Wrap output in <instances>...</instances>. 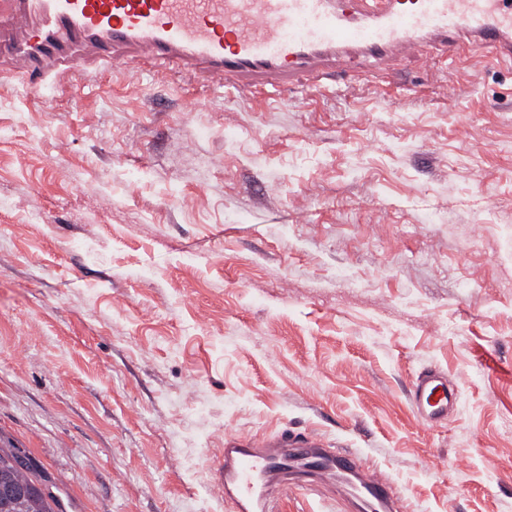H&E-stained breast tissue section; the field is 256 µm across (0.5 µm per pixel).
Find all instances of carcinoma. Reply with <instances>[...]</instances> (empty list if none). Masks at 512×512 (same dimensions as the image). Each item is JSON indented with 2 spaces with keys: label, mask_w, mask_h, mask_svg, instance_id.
I'll list each match as a JSON object with an SVG mask.
<instances>
[{
  "label": "carcinoma",
  "mask_w": 512,
  "mask_h": 512,
  "mask_svg": "<svg viewBox=\"0 0 512 512\" xmlns=\"http://www.w3.org/2000/svg\"><path fill=\"white\" fill-rule=\"evenodd\" d=\"M17 448L0 445V488H23L26 493L12 499L0 495V512H63L56 495L42 483V476L31 463H16Z\"/></svg>",
  "instance_id": "obj_1"
}]
</instances>
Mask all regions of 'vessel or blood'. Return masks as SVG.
I'll list each match as a JSON object with an SVG mask.
<instances>
[{"label":"vessel or blood","instance_id":"obj_1","mask_svg":"<svg viewBox=\"0 0 512 512\" xmlns=\"http://www.w3.org/2000/svg\"><path fill=\"white\" fill-rule=\"evenodd\" d=\"M512 65V0H0V73L33 93L80 100L99 67H168L251 96L321 89L350 72L383 80L393 56ZM455 385L422 371L410 403L428 425L445 419ZM359 456L337 457L316 433L224 437L213 468L233 512H268L286 484L307 494ZM364 497L402 512L392 484L364 472Z\"/></svg>","mask_w":512,"mask_h":512}]
</instances>
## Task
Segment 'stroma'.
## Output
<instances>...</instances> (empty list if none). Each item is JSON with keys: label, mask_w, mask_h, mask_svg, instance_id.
Wrapping results in <instances>:
<instances>
[{"label": "stroma", "mask_w": 512, "mask_h": 512, "mask_svg": "<svg viewBox=\"0 0 512 512\" xmlns=\"http://www.w3.org/2000/svg\"><path fill=\"white\" fill-rule=\"evenodd\" d=\"M401 77L255 102L106 69L48 107L0 75V436L67 512H231L225 434L284 429L404 512H512V67ZM426 368L458 384L431 428Z\"/></svg>", "instance_id": "1"}]
</instances>
